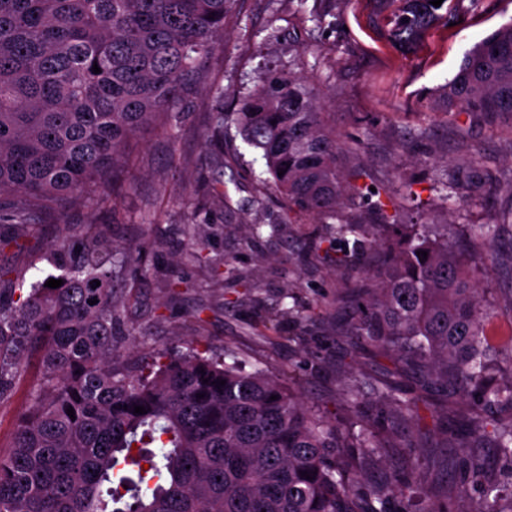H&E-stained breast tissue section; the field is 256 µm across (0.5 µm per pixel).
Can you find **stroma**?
<instances>
[{
    "instance_id": "obj_1",
    "label": "stroma",
    "mask_w": 512,
    "mask_h": 512,
    "mask_svg": "<svg viewBox=\"0 0 512 512\" xmlns=\"http://www.w3.org/2000/svg\"><path fill=\"white\" fill-rule=\"evenodd\" d=\"M368 0H240L236 16L207 63L209 80L181 106L175 128H144L127 147L130 179L103 184L82 203L63 202L34 217L19 246L0 249V268L23 287L59 276L51 249L59 225L92 231L115 249L138 250L141 272L113 280L126 295L125 327L136 344L130 363L155 346L209 348L234 355L293 386L328 416L341 415V390L360 375L381 376L391 362L348 336L339 299L362 284L353 263L314 243L308 216L284 223L287 203L269 190L260 153L245 144L232 117L260 74L301 70L322 111L333 113L343 141L347 183L369 185L379 202L342 213L375 224H494L512 209V124L477 112L435 109L430 93L451 80L477 42L512 20V0L470 10L460 0L457 25L430 30L405 54L369 23ZM325 15L310 19L311 10ZM229 117L222 138L207 140L216 109ZM474 170L488 190L454 183L455 204L440 206L439 187L455 166ZM220 196L207 194L212 182ZM280 224L279 234L269 227ZM263 225L253 237L252 225ZM202 260H194V251ZM296 307L300 318L273 321ZM38 379L30 366L13 395L0 401V453H8Z\"/></svg>"
}]
</instances>
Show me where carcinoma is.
<instances>
[{"mask_svg": "<svg viewBox=\"0 0 512 512\" xmlns=\"http://www.w3.org/2000/svg\"><path fill=\"white\" fill-rule=\"evenodd\" d=\"M237 2L0 0V224L27 228L60 198L119 182L125 144L172 120ZM370 4L372 23L404 52L454 19L452 0ZM439 95L512 122V22L475 45ZM235 121L288 212L317 218L336 260L376 258L365 287L343 297L355 305L346 332L437 394L436 417L448 418L450 402L465 405V422L441 433L457 469L433 481L412 435L393 431L423 397L391 383L352 380L345 416L332 421L237 359L155 347L123 364L114 330L125 300L112 281L137 256L63 235L54 249L62 286L15 288L0 269V401L34 357L40 374L0 455V512H512V349L493 348L486 333L495 314L512 312V293L500 305L480 288L512 210L452 234L446 224L345 218L341 142L296 75L259 77ZM389 448L400 449V470L368 478Z\"/></svg>", "mask_w": 512, "mask_h": 512, "instance_id": "1", "label": "carcinoma"}]
</instances>
